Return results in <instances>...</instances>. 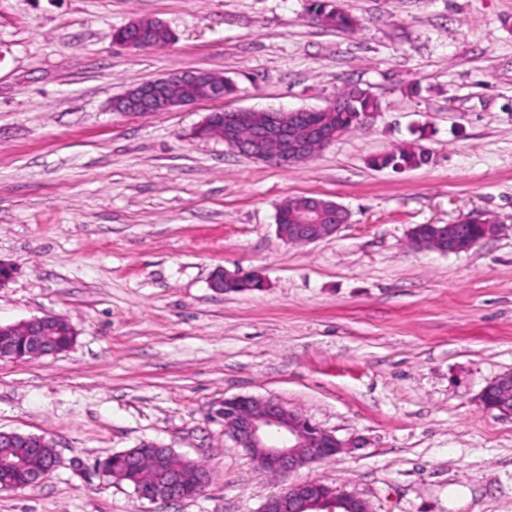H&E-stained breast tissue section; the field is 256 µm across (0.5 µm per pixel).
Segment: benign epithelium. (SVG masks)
<instances>
[{"instance_id":"obj_1","label":"benign epithelium","mask_w":512,"mask_h":512,"mask_svg":"<svg viewBox=\"0 0 512 512\" xmlns=\"http://www.w3.org/2000/svg\"><path fill=\"white\" fill-rule=\"evenodd\" d=\"M208 71H186L145 81L117 97L112 102L114 112H169L176 107L195 103L202 98H224L222 79L207 80ZM300 112L261 114L250 109H232L224 113V144L239 154L264 164L288 168L308 161L314 153L333 143L339 130L331 126L304 127ZM345 212L334 201L312 200L304 208L301 223L288 228V242L314 243L335 235L342 226L336 214ZM475 217L463 216L448 225V245L429 244L427 248L441 254L468 251L474 244L466 235L469 224H479ZM49 324L48 316L35 317L18 324L1 325L0 359L22 362L47 355L59 349L41 332ZM26 337L23 351L12 346L11 337ZM512 385V371L499 375L485 386L478 401L485 408H494L512 417V400L487 404L488 394ZM215 414L224 418V433L235 447L252 455L257 469L283 476L310 467L324 459L342 453L350 443L338 439L275 398L237 396L220 403ZM58 458L51 457L45 466L32 469L23 460H6V470L0 474V485H15L11 470L24 473L23 486L31 487L44 480L57 466ZM208 481L204 476L194 480L178 468H163L148 484L136 492L149 502L180 500L187 495L201 494ZM261 512H368L366 503L355 496L339 492L335 487L314 479L293 482L270 496Z\"/></svg>"}]
</instances>
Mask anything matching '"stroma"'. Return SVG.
Here are the masks:
<instances>
[{"label": "stroma", "instance_id": "1", "mask_svg": "<svg viewBox=\"0 0 512 512\" xmlns=\"http://www.w3.org/2000/svg\"><path fill=\"white\" fill-rule=\"evenodd\" d=\"M355 32L307 0H0V324L47 314L68 351L0 360V431L50 439L39 484L0 512H260L284 478L257 470L213 414L275 398L353 448L300 469L371 512H512V417L479 392L512 370V0H339ZM158 19L169 46L116 29ZM235 94L169 112L112 111L170 73ZM356 85L373 126L288 168L195 128L222 109H322ZM415 142L429 163L377 169ZM335 201L333 237L288 244L278 206ZM481 213L498 233L443 255L419 224ZM261 288L222 293L216 270ZM156 442L205 465L199 496L151 503L97 460ZM309 13L324 26L347 32L353 31L356 20L342 10L337 0H311Z\"/></svg>", "mask_w": 512, "mask_h": 512}]
</instances>
